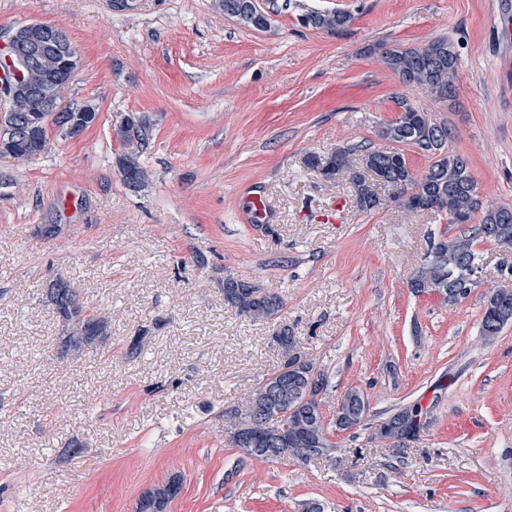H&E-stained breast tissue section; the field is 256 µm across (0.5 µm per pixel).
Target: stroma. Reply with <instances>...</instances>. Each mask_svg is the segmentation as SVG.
I'll return each mask as SVG.
<instances>
[{
  "label": "stroma",
  "mask_w": 512,
  "mask_h": 512,
  "mask_svg": "<svg viewBox=\"0 0 512 512\" xmlns=\"http://www.w3.org/2000/svg\"><path fill=\"white\" fill-rule=\"evenodd\" d=\"M242 27L214 0H0V33L61 29L79 64L66 102L98 118L31 161L0 157V512H136L170 478L165 512H512V326L480 328L512 252L480 241L479 285L451 307L408 282L445 218L409 213L379 189L360 207L311 155L369 144L400 99L451 126L483 205L512 208V41L497 0H257ZM346 11L341 33L305 11ZM445 36L456 93L403 85L376 47ZM146 115L148 181L116 174L112 127ZM266 213L254 219L251 195ZM275 290L280 320L224 303L226 276ZM77 282L109 334L75 364L53 352L66 325L46 298ZM289 326L327 375L325 418L345 392L365 426L334 432L330 457L245 460L224 414L280 362ZM137 353H130L132 340ZM419 404L408 447L371 436ZM80 455H71L73 447ZM179 490V482L175 480L146 489L138 499L136 512H164L167 503L177 496Z\"/></svg>",
  "instance_id": "obj_1"
}]
</instances>
